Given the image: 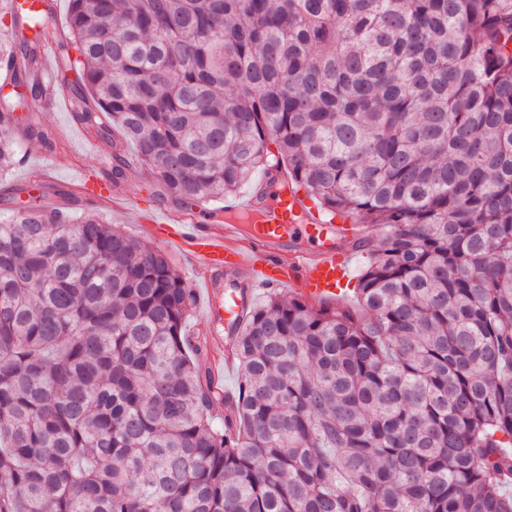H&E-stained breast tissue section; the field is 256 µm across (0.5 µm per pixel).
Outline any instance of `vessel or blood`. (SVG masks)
I'll return each instance as SVG.
<instances>
[{
	"label": "vessel or blood",
	"mask_w": 512,
	"mask_h": 512,
	"mask_svg": "<svg viewBox=\"0 0 512 512\" xmlns=\"http://www.w3.org/2000/svg\"><path fill=\"white\" fill-rule=\"evenodd\" d=\"M85 198L96 201L111 193L105 177L85 175L81 185ZM224 212L229 222L212 225L203 215L177 224H153L152 233L164 244L178 247L203 273L206 314L215 331H223V321L240 318L244 303L239 298L225 300L224 278L246 273L250 287L285 288L301 286L314 300L334 299L340 288L353 278L348 256L336 245V224L300 188L292 187L285 175H277L266 200L251 197L228 201ZM245 215L253 225L258 250L240 243L242 228L233 222ZM318 240L308 250L306 240Z\"/></svg>",
	"instance_id": "obj_1"
}]
</instances>
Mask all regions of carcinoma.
Wrapping results in <instances>:
<instances>
[{
  "instance_id": "1",
  "label": "carcinoma",
  "mask_w": 512,
  "mask_h": 512,
  "mask_svg": "<svg viewBox=\"0 0 512 512\" xmlns=\"http://www.w3.org/2000/svg\"><path fill=\"white\" fill-rule=\"evenodd\" d=\"M10 80L66 93L190 210L275 167L366 226L354 304L272 294L189 353L195 293L94 214L0 224V512H512V0H0ZM0 103V177L18 163ZM224 406L218 423L210 409ZM57 2L56 10V27L52 29L45 38H54L58 41L59 51L58 60L61 55V45L65 42V37H68L67 18L69 14V0H55ZM57 60V61H58Z\"/></svg>"
}]
</instances>
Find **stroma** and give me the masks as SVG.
<instances>
[{
  "label": "stroma",
  "instance_id": "35a3bbf8",
  "mask_svg": "<svg viewBox=\"0 0 512 512\" xmlns=\"http://www.w3.org/2000/svg\"><path fill=\"white\" fill-rule=\"evenodd\" d=\"M17 122L14 137L23 145L24 157L20 164L0 183V220L9 218L14 211L39 204L61 210H89L105 224H119L125 231L148 247H156L147 225L142 224V211H151L155 220L166 221L183 216V209L168 200H153L157 192L150 173L138 163H131L119 187V196L113 201L93 202L79 191L85 171L94 169L110 174L112 164L110 141L88 133L76 120L69 98H62L60 105L26 99L22 108L16 109ZM40 123L52 128L60 143L51 179L42 188H34L31 178L46 165V152L28 136V126ZM168 255L179 268L195 293V307L187 319L184 332L198 340L208 337L209 325L204 308L202 282L197 278L185 256L176 248H168Z\"/></svg>",
  "mask_w": 512,
  "mask_h": 512
}]
</instances>
